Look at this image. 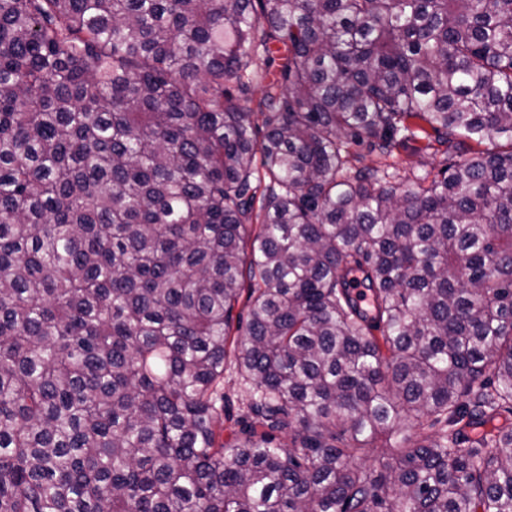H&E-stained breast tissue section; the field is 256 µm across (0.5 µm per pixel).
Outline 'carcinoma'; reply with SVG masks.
Here are the masks:
<instances>
[{
  "label": "carcinoma",
  "instance_id": "carcinoma-1",
  "mask_svg": "<svg viewBox=\"0 0 512 512\" xmlns=\"http://www.w3.org/2000/svg\"><path fill=\"white\" fill-rule=\"evenodd\" d=\"M0 512H512V0H0ZM420 144L410 143L407 149L399 148L396 151V156L393 159H389L391 167L388 169L390 174H394L396 180L405 177H412L413 174L425 175L430 173V178L438 175L441 170H444L447 166L454 164L457 158H451L443 156L441 154H430V153H415L413 152V146H419ZM227 349V357L224 360V425L220 431V441L224 443L234 441L239 430L237 421L245 415L248 402L247 385L237 371L233 349L230 346Z\"/></svg>",
  "mask_w": 512,
  "mask_h": 512
}]
</instances>
